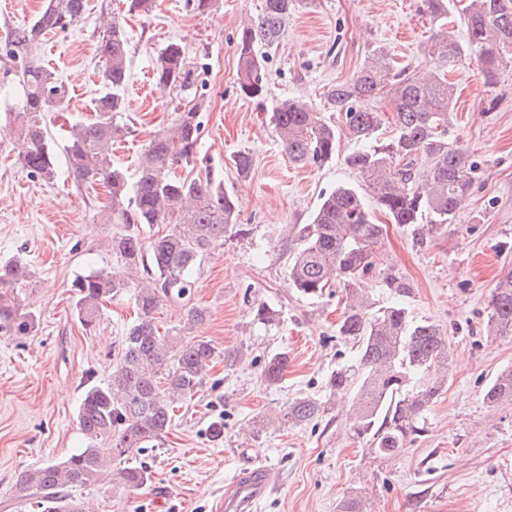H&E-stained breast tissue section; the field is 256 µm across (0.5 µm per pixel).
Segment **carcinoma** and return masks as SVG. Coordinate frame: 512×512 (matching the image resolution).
I'll return each mask as SVG.
<instances>
[{
  "instance_id": "carcinoma-1",
  "label": "carcinoma",
  "mask_w": 512,
  "mask_h": 512,
  "mask_svg": "<svg viewBox=\"0 0 512 512\" xmlns=\"http://www.w3.org/2000/svg\"><path fill=\"white\" fill-rule=\"evenodd\" d=\"M296 0H263L256 18L243 23L236 47L237 84L247 99L267 97L269 51ZM85 0H45L32 21L15 28L5 45L18 61L21 90L15 134L22 140L19 163L30 176L51 181L62 151L69 177L77 186L99 182L111 197L112 223L121 229L108 241L109 268L77 276L70 288L80 323H95L102 302L124 288L135 289L137 320L122 336L120 356L105 383L90 386L77 413L86 446L64 460L19 474L13 486L16 501L31 500L40 512H88L70 491L110 481L140 489L152 481L147 467L132 462L133 454L161 440L170 427L174 404L200 391L216 355L208 340L186 335L203 324L206 308L191 303L193 273L224 236L236 229L238 205L224 182L205 177L177 178L175 165L193 162L202 133L200 106L176 113L173 123L156 133L141 155L136 180L112 166V145L130 133L119 121L127 111L124 87L129 73V41L122 21L104 24L98 45L103 62V90L93 103L94 118L71 126L59 146L49 135L47 114L62 104L65 88L35 57L41 38L65 31L84 15ZM466 28L460 40L444 25L433 38L435 65L409 71L380 46L347 81L324 93L339 113L338 124L304 98L281 101L272 113L278 141L297 165H317L336 157L346 135L359 148L344 157L358 172L363 187L339 185L323 195L308 224L288 225L290 257L288 287L313 298L328 288L345 291V313L338 334L356 348L354 358L333 371L326 382L332 395L351 396L347 411L354 436L369 443L381 459L399 454L426 432V413L439 395L448 369L449 339L440 328L415 320L397 301L371 312L368 280L384 260L383 225L373 209L392 224H422L430 233L448 229L465 206L476 165L449 137V117L456 88L448 72L476 61L485 82L496 87L501 75L512 74V0H466ZM157 85L186 87L193 71L184 48L171 42L158 54ZM381 98L391 112L373 104ZM164 224L167 231L143 236V228ZM26 265L0 263V327L19 335L36 331L37 318L18 303L15 287L28 281ZM383 287L393 296L410 288L401 275L381 273ZM185 307V322L160 333V306ZM490 323L500 336L512 335V272L494 286ZM288 370V356L270 357L262 370L264 382L278 384ZM490 404L512 402V368L499 371L485 388ZM323 402L310 396L288 405L283 419L303 424L319 417ZM110 441L111 454L98 445ZM123 466L112 468V461ZM337 512H367L358 493L344 497Z\"/></svg>"
}]
</instances>
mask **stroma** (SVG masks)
<instances>
[{"instance_id":"1","label":"stroma","mask_w":512,"mask_h":512,"mask_svg":"<svg viewBox=\"0 0 512 512\" xmlns=\"http://www.w3.org/2000/svg\"><path fill=\"white\" fill-rule=\"evenodd\" d=\"M262 0H212L208 12L188 0H160L147 15L127 13L124 0H87L83 18L47 35L36 50L62 81L67 96L50 115L49 132L64 142L73 122L92 118L101 88L97 47L105 16L124 18L131 56L124 121L131 132L112 150V164L134 177L152 135L178 105L202 106L203 132L195 162L179 177L212 175L238 200V233L226 236L194 273L192 299L209 318L195 330L218 351L201 391L181 401L169 432L136 456L152 473L149 486L114 483L77 489L93 512H218L226 490L246 469L267 468L273 484L252 512H337L343 496H364L372 512H512V405L489 406L482 394L501 369L512 367V336L493 335L491 292L512 271V76L489 89L477 65L456 68L458 100L450 137L475 161L471 195L443 233L416 237L390 224L385 267L411 284L400 301L412 317L439 325L451 342L448 380L427 413V431L399 455L377 458L352 437L343 398L326 380L346 363L349 343L336 332L344 294L335 288L308 298L288 286L287 225L306 224L321 196L361 179L343 162L352 150L319 166L292 164L276 138L271 114L288 97L310 99L322 111L330 85L353 76L376 47H387L410 70L431 66L438 29L425 0H298L268 68L272 90L263 102L241 96L236 45L244 19ZM43 0H0V260L17 257L31 270L17 289L38 328L17 336L0 328V512H37L12 502L18 474L67 458L84 447L78 408L89 384L105 382L125 329L135 318L132 289L104 302L97 325L78 321L70 284L108 267L111 199L101 183L76 187L65 163L52 181L20 168L22 146L12 126L20 96L15 64L4 52L11 31L28 23ZM185 47L194 83L185 91L160 88L153 67L168 43ZM499 100L485 105L490 92ZM253 158L239 175L237 154ZM272 314L254 317L257 306ZM288 370L269 387L261 373L274 353ZM312 395L328 410L304 425L282 422L288 404ZM223 420L224 436L209 427Z\"/></svg>"}]
</instances>
